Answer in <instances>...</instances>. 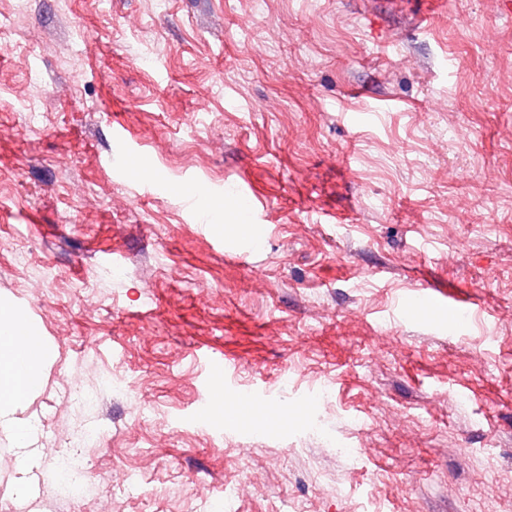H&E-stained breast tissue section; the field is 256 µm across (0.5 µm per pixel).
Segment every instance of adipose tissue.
<instances>
[{
    "instance_id": "ef3b65f1",
    "label": "adipose tissue",
    "mask_w": 512,
    "mask_h": 512,
    "mask_svg": "<svg viewBox=\"0 0 512 512\" xmlns=\"http://www.w3.org/2000/svg\"><path fill=\"white\" fill-rule=\"evenodd\" d=\"M29 343L34 352L21 372H14L12 354L18 344ZM47 351L39 337L34 336L23 309L0 307V428L25 441L30 425L16 417L41 383V370Z\"/></svg>"
}]
</instances>
